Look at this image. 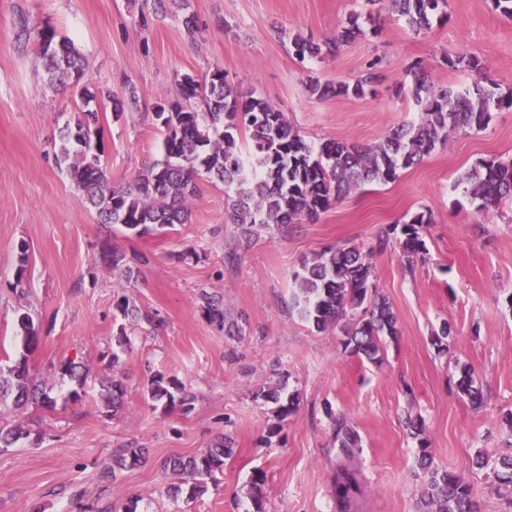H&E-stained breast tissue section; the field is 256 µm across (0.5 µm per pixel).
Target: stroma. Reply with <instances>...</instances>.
Returning a JSON list of instances; mask_svg holds the SVG:
<instances>
[{
	"label": "stroma",
	"mask_w": 512,
	"mask_h": 512,
	"mask_svg": "<svg viewBox=\"0 0 512 512\" xmlns=\"http://www.w3.org/2000/svg\"><path fill=\"white\" fill-rule=\"evenodd\" d=\"M354 14L362 36L339 43ZM45 26L84 54L90 87L127 103L118 117L102 110L101 163L116 184L162 159L153 108L175 97L186 75L224 70L239 93L284 112L314 147L330 139L365 146L418 120L410 74L418 62L438 86L479 80L512 91V18L493 0H447L420 34L391 0H165L161 10L152 0H0V367L12 365L16 317L28 311L40 325L30 373L58 399L25 412L0 406V425L39 437L0 448V512H253L249 481L259 471L262 512H336L331 477L344 464L362 484L352 512H418L423 440L436 465L472 484L477 512H512L496 479L512 456V203L480 213L456 186L476 162L512 158V109L494 112L482 130L449 134L395 181L362 186L316 219L243 233L229 217L227 188L203 181L189 223L134 236L98 223L54 162L58 129L79 99L72 87L47 84L34 43L21 36ZM297 34L322 53L296 56ZM449 55L475 57L481 69L448 67ZM369 73L372 91L361 97L320 100L305 90L311 78L336 85ZM424 211L427 253L409 263L389 231ZM21 241L29 264L17 289ZM336 245L369 252L374 284L397 315L399 334L380 364L352 356L338 331L317 332L292 308L294 271ZM107 246L144 256L137 279L99 264ZM178 252L185 260L170 261ZM204 291L223 299L224 324H237L238 335L206 317ZM123 297L164 324L126 323L121 349L115 304ZM445 324L441 353L434 338ZM69 359L88 368L75 401L59 371ZM157 371L182 383L187 409L154 407L147 382ZM466 371L482 385L481 408L457 389ZM112 379L126 390L116 410L103 397ZM278 380L298 405L267 446L273 406L258 392ZM410 417L423 421L422 438L411 435ZM341 422L360 438L350 458L336 439ZM226 435L234 454L218 485L197 497L171 491L164 462ZM130 447L146 449V463L114 469Z\"/></svg>",
	"instance_id": "35a3bbf8"
}]
</instances>
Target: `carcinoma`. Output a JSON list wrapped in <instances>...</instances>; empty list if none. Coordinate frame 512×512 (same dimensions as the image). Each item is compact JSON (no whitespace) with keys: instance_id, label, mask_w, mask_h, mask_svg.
<instances>
[{"instance_id":"obj_1","label":"carcinoma","mask_w":512,"mask_h":512,"mask_svg":"<svg viewBox=\"0 0 512 512\" xmlns=\"http://www.w3.org/2000/svg\"><path fill=\"white\" fill-rule=\"evenodd\" d=\"M440 0H392L396 11L409 27L419 33L431 28ZM39 59L48 81L65 87L85 75L84 56L68 38L45 41L37 33ZM296 54L316 57L321 46L301 36L292 38ZM412 97L419 108L416 123L390 129L379 142L355 146L327 140L311 147L290 125L284 113L263 98L243 97L217 68L200 82L191 75L183 77L177 98L158 104L154 110L156 125L163 133V159L138 174L126 185H114L101 164L103 146L99 134V92L84 85L79 93V115L74 123H65L58 131L57 163L65 168L75 187L82 192L103 224H119L132 235L188 223L191 200L196 196V179L206 177L233 189L232 219L243 232L255 224H294L313 219L343 196L365 184H385L397 178L398 171L410 168L445 143L448 133L485 128L492 112L512 108V93L501 95L492 86L477 81L465 89H437L421 65L411 70ZM371 76L354 83H306L307 91L319 98L361 97ZM464 192L479 201L478 209L488 210L512 202V159H485L464 172L458 180ZM431 222V215L415 214L400 228L397 243L408 261L426 253L420 228ZM27 242L17 244L16 285H21L28 265ZM136 256L107 247L99 263L127 280L138 276ZM369 254L350 246L325 249L301 265L294 274L297 292L294 305L301 318L318 332L337 330L345 337L344 348L350 354L371 363L382 360L385 341L398 335V320L388 299L377 291ZM116 308L125 318H139L153 326L157 318L141 314L123 298ZM17 335L22 349L15 364L0 374V404L11 403L22 409L30 404L52 407L56 404L50 390L32 381L28 356L39 341V327L26 311L18 312ZM60 375L83 386L87 370L74 360L60 367ZM459 390L475 405L481 404L479 388L470 374L458 383ZM283 384L278 382L260 391V396L277 404L275 423L269 428L265 444L272 443L288 418L296 411L297 397L281 403ZM151 400L163 409L186 406L187 396L175 381L160 373L148 379ZM342 453L349 457L359 436L351 429L338 427ZM30 433L20 427H0V447L9 448ZM233 454V439L224 435L212 448L191 456H174L167 469L179 480H192L190 495L207 490V483L219 482L224 460ZM145 462L144 449L129 448L114 461L120 469L134 468ZM418 464L424 475L420 512H476L472 485L463 477L433 464L430 448H419ZM266 478L256 473L251 481L255 512H262V490ZM338 512H349V503L359 491L356 470L340 466L333 475Z\"/></svg>"}]
</instances>
